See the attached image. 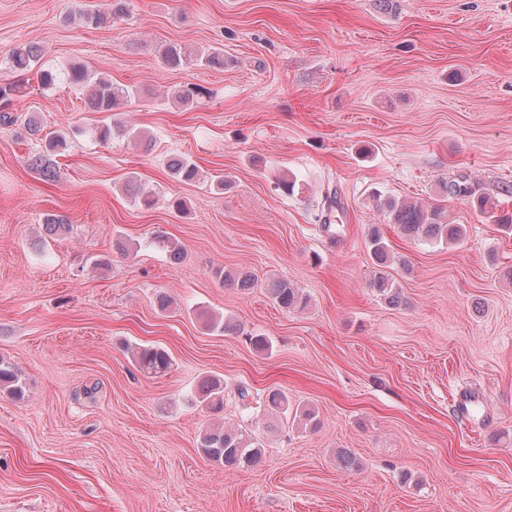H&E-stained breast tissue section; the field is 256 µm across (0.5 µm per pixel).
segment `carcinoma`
Here are the masks:
<instances>
[{"label": "carcinoma", "instance_id": "carcinoma-1", "mask_svg": "<svg viewBox=\"0 0 512 512\" xmlns=\"http://www.w3.org/2000/svg\"><path fill=\"white\" fill-rule=\"evenodd\" d=\"M123 13L124 0H111L110 12L84 10L81 16L86 23L98 26L108 18L114 19ZM161 58L166 66L172 68L180 67L188 61L181 47L176 45L165 46L161 51ZM38 59L39 50L34 45L18 46L9 51L10 66L18 79L0 85L1 101L7 103L24 92L26 84L22 76L32 70ZM59 80L87 89V107L90 112H112L120 105L130 102L135 96L134 91L115 85L110 80L90 78L86 71L78 67L72 68L65 77L50 70H43L40 73V83L44 87H52ZM206 96L207 91L204 88L192 85L179 91L176 98L184 104H192ZM61 146H63L61 138L46 137L44 138L45 152L33 156L31 160L32 167L47 180H52L56 176V165L49 157V153ZM170 171L184 181L193 180L198 175L195 164L186 159L173 160ZM442 191L450 198L458 199L482 212L487 211L489 200L482 191L480 183L465 173L444 183ZM383 207L389 223L398 226L407 235L431 240L443 238L453 242L463 237L462 225L448 223L444 211L437 205L389 198L384 201ZM368 241L376 264L382 267L370 282V287L388 302L395 303L399 299V291L394 287L392 276L384 271V268L391 264V256L378 228L374 227L369 231ZM216 275L222 282L235 285L242 290H247L253 285L252 275L247 271L231 273L219 270ZM269 293L273 301L285 309L302 308L306 305V298L302 292L286 280L274 281L270 285ZM134 361L145 375L163 374L171 365L169 354L154 345L136 347ZM3 389L20 398L24 393V383L15 366L0 358V390ZM197 399L214 412L222 411L224 385L216 379L203 380L197 390ZM198 448L208 460L224 467H255L263 459V448L260 444L226 426L203 433Z\"/></svg>", "mask_w": 512, "mask_h": 512}]
</instances>
